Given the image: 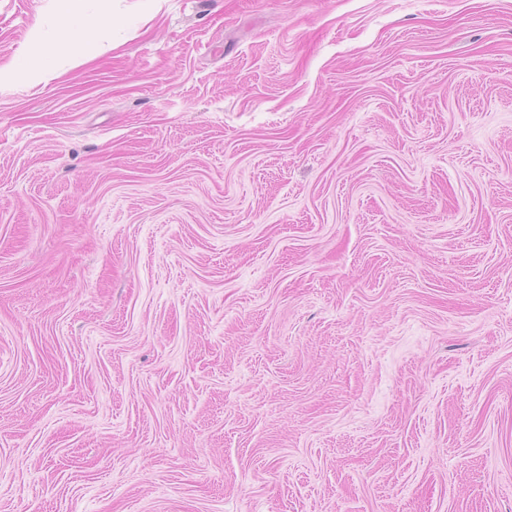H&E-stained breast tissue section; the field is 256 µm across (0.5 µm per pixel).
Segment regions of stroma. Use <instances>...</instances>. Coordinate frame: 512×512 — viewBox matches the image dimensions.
I'll return each instance as SVG.
<instances>
[{"label": "stroma", "mask_w": 512, "mask_h": 512, "mask_svg": "<svg viewBox=\"0 0 512 512\" xmlns=\"http://www.w3.org/2000/svg\"><path fill=\"white\" fill-rule=\"evenodd\" d=\"M76 8L0 0V512H512V0ZM59 9V36L56 53L91 55L95 50L94 31L99 28H112L120 23L114 16H103L98 20H86L74 14L72 0H57Z\"/></svg>", "instance_id": "stroma-1"}]
</instances>
